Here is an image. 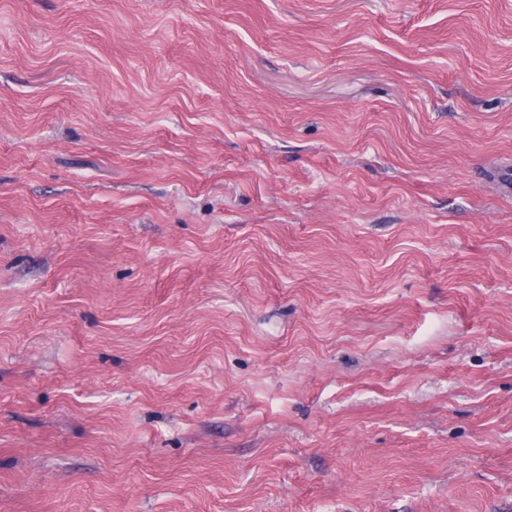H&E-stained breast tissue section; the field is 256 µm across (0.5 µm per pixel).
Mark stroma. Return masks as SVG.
<instances>
[{
	"instance_id": "obj_1",
	"label": "stroma",
	"mask_w": 512,
	"mask_h": 512,
	"mask_svg": "<svg viewBox=\"0 0 512 512\" xmlns=\"http://www.w3.org/2000/svg\"><path fill=\"white\" fill-rule=\"evenodd\" d=\"M512 0H0V512H512Z\"/></svg>"
}]
</instances>
